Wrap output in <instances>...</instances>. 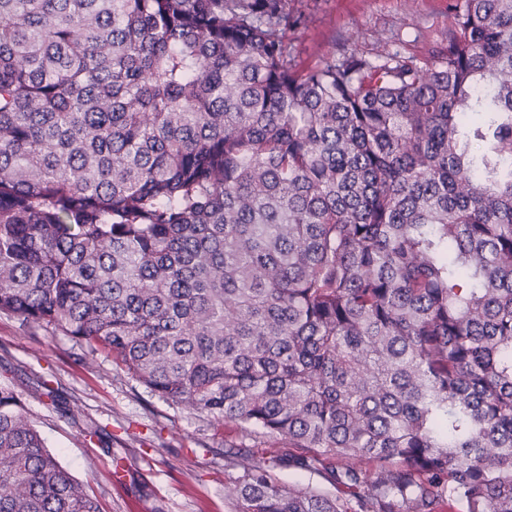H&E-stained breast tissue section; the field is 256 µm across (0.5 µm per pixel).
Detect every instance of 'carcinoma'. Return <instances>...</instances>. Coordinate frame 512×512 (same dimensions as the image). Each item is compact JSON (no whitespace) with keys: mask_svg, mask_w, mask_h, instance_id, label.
Returning <instances> with one entry per match:
<instances>
[{"mask_svg":"<svg viewBox=\"0 0 512 512\" xmlns=\"http://www.w3.org/2000/svg\"><path fill=\"white\" fill-rule=\"evenodd\" d=\"M287 0H0V312L329 469L229 512H512V0L298 68ZM0 512H100L0 387Z\"/></svg>","mask_w":512,"mask_h":512,"instance_id":"carcinoma-1","label":"carcinoma"}]
</instances>
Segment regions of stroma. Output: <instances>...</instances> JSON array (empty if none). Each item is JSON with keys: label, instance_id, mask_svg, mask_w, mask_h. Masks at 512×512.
<instances>
[{"label": "stroma", "instance_id": "35a3bbf8", "mask_svg": "<svg viewBox=\"0 0 512 512\" xmlns=\"http://www.w3.org/2000/svg\"><path fill=\"white\" fill-rule=\"evenodd\" d=\"M452 0H288L302 16L288 35L298 67L317 56L369 51L392 38L402 54L418 52L427 29L440 28ZM13 388L71 475L96 497L100 512H226L233 488L228 453L251 449L255 437L164 400L106 354L50 326H30L0 313V386ZM68 413L55 411L47 389ZM100 436L85 435L87 422Z\"/></svg>", "mask_w": 512, "mask_h": 512}]
</instances>
